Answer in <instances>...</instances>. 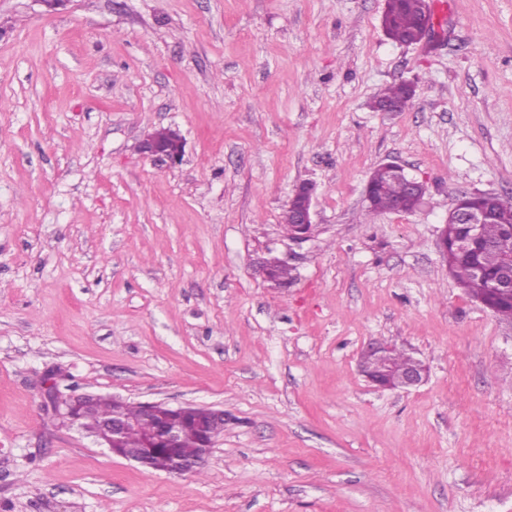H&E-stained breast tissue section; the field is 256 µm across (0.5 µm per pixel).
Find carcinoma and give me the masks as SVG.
<instances>
[{"label":"carcinoma","instance_id":"obj_1","mask_svg":"<svg viewBox=\"0 0 512 512\" xmlns=\"http://www.w3.org/2000/svg\"><path fill=\"white\" fill-rule=\"evenodd\" d=\"M431 17L428 0H388L385 18L387 35L396 42L414 44L418 41L424 21ZM411 102L401 84H394L384 90L375 100L374 108L388 105L398 112L405 110ZM373 185L370 197L371 210L390 211L394 206L408 198L405 181L392 174L387 168L376 169L371 177ZM496 220L480 225V236L486 247L480 252L477 261L456 251L448 249L446 262L448 270L456 281L472 297L487 300L494 313L501 319L512 323V298L501 297L495 293L494 281L505 258L512 256V234L504 228L512 224V196H497L492 200ZM391 365L396 369L420 366L419 360L408 353L391 346L389 352ZM121 409L124 415L135 422L124 434L120 445L129 453H137L143 447L146 437L155 428L156 417L163 416L177 421L183 428V438L175 452L185 461H195L202 456V434L193 420L168 406L156 407V415L145 417L137 403L123 401L118 403L111 398L97 396L82 404L79 409L81 425L90 434L96 435L103 424L112 417L115 409Z\"/></svg>","mask_w":512,"mask_h":512}]
</instances>
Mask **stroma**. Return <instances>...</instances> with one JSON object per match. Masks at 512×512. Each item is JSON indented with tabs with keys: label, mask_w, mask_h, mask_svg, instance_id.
<instances>
[{
	"label": "stroma",
	"mask_w": 512,
	"mask_h": 512,
	"mask_svg": "<svg viewBox=\"0 0 512 512\" xmlns=\"http://www.w3.org/2000/svg\"><path fill=\"white\" fill-rule=\"evenodd\" d=\"M429 2L403 45L386 0H0V512H512V324L439 250L458 196H512V0ZM163 127L177 163L138 151ZM389 161L425 200L368 213ZM374 340L427 381L368 382ZM50 374L224 432L147 470L54 421ZM411 102V95L408 94L402 84H394L384 90L375 100L374 108L379 109L388 105L394 107L396 112L405 110ZM315 194V187L311 183L298 185L288 201L286 215L283 216V228L288 236L295 232L294 224L297 225L295 234L290 237L292 241L303 240L308 237L312 222V206ZM288 219L290 224L288 223Z\"/></svg>",
	"instance_id": "obj_1"
}]
</instances>
